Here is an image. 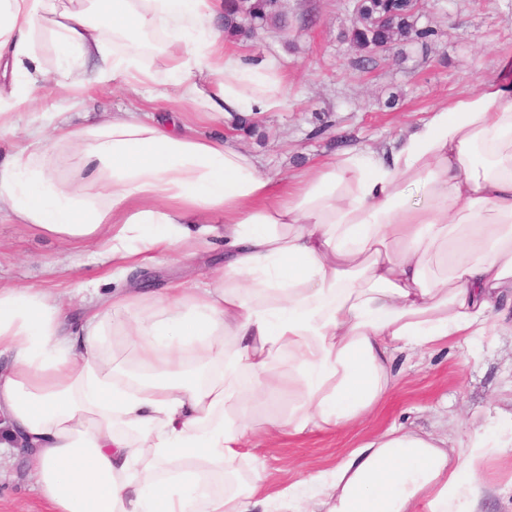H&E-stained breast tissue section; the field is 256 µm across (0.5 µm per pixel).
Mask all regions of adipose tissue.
<instances>
[{
  "instance_id": "1",
  "label": "adipose tissue",
  "mask_w": 512,
  "mask_h": 512,
  "mask_svg": "<svg viewBox=\"0 0 512 512\" xmlns=\"http://www.w3.org/2000/svg\"><path fill=\"white\" fill-rule=\"evenodd\" d=\"M222 0H0V135L47 83L143 86L211 120L274 112L278 61L227 48ZM160 36L165 76L139 42ZM58 53L38 61L41 37ZM125 276L224 243L164 291L80 284V316L0 288V452L17 439L48 512H483L481 459L512 451L502 411L456 446L393 426L334 467L261 495L224 468L254 436L329 430L387 399L399 356L512 335V72L479 80L378 154L350 149L280 182L236 144L150 114H57L0 162V216ZM121 344L140 370L125 371ZM287 356V367L277 359Z\"/></svg>"
}]
</instances>
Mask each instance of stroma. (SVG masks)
Wrapping results in <instances>:
<instances>
[{
  "label": "stroma",
  "mask_w": 512,
  "mask_h": 512,
  "mask_svg": "<svg viewBox=\"0 0 512 512\" xmlns=\"http://www.w3.org/2000/svg\"><path fill=\"white\" fill-rule=\"evenodd\" d=\"M356 17L348 0H283L280 25L252 36H238L234 49L247 55H273L282 63L288 100L282 110L255 117L252 127L229 120L217 126L186 104L172 110L202 133L229 137L256 156L264 173L287 178L342 146L377 153L427 112L512 60V0H429L419 26L434 29L426 41L405 39L372 55L349 34ZM147 103L121 84L91 90L79 104L55 88L35 106L18 113L25 134L45 112L65 113L74 125L98 121L113 112ZM88 246L65 245L23 224L0 220V287H30L69 298L81 282L102 280L107 266L91 262ZM224 247L181 260L143 266L160 275L161 285L200 276L223 265ZM389 397L366 422L334 432L291 435L270 442L255 439L236 467L235 484L263 470V491L335 465L362 441L391 425L430 432L463 414L512 408V336H488L471 348L445 345L399 367ZM487 482L486 512H512V453L481 462ZM31 464L0 456V512H43Z\"/></svg>",
  "instance_id": "obj_1"
}]
</instances>
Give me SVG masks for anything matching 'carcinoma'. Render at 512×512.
<instances>
[{
    "label": "carcinoma",
    "instance_id": "cac0c4a2",
    "mask_svg": "<svg viewBox=\"0 0 512 512\" xmlns=\"http://www.w3.org/2000/svg\"><path fill=\"white\" fill-rule=\"evenodd\" d=\"M383 0H362L361 12L356 26L352 29L350 41L360 48L369 44H392L402 38L427 40L435 35L430 28L417 27L416 16L407 12L396 14L387 24L382 23ZM280 9L275 0H226L224 31L236 34L244 24L253 27L276 25Z\"/></svg>",
    "mask_w": 512,
    "mask_h": 512
}]
</instances>
